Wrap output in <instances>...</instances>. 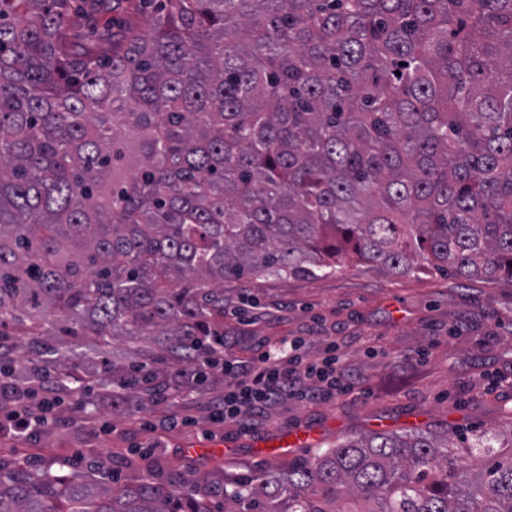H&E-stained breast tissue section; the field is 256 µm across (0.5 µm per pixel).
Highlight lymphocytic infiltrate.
Masks as SVG:
<instances>
[{
  "label": "lymphocytic infiltrate",
  "mask_w": 512,
  "mask_h": 512,
  "mask_svg": "<svg viewBox=\"0 0 512 512\" xmlns=\"http://www.w3.org/2000/svg\"><path fill=\"white\" fill-rule=\"evenodd\" d=\"M301 339H285L278 346L262 351L251 361L243 362L225 354L224 339L212 337V356L201 361L191 373L174 378L168 391L181 396L204 395L201 376L220 374L224 377V393L215 401L214 419L236 421L264 413L276 403L292 398L314 401L332 393L351 392V384L342 380L343 367L334 349H326L317 362L305 361ZM28 392L13 393L8 412L12 429L17 433L37 434L49 425L46 417L58 404L52 386H45L40 403V416L29 413Z\"/></svg>",
  "instance_id": "1"
}]
</instances>
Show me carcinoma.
Masks as SVG:
<instances>
[{
  "label": "carcinoma",
  "instance_id": "carcinoma-1",
  "mask_svg": "<svg viewBox=\"0 0 512 512\" xmlns=\"http://www.w3.org/2000/svg\"><path fill=\"white\" fill-rule=\"evenodd\" d=\"M350 262L512 286V0H0L6 384L71 393L121 338L164 367L99 384L143 408L224 335V283ZM217 497L512 512V423L471 444L374 431L218 486L0 468V512Z\"/></svg>",
  "mask_w": 512,
  "mask_h": 512
}]
</instances>
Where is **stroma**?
Wrapping results in <instances>:
<instances>
[{
    "label": "stroma",
    "instance_id": "1",
    "mask_svg": "<svg viewBox=\"0 0 512 512\" xmlns=\"http://www.w3.org/2000/svg\"><path fill=\"white\" fill-rule=\"evenodd\" d=\"M303 336L305 355L317 359L335 343L354 382L352 393L314 402L291 400L272 407L251 429L211 421L206 398L159 400L147 409L127 407L87 416L62 406L40 435L17 439L0 434V463L36 468L62 465L98 479L101 463L122 482L145 472L135 455L154 459L156 478L186 472L220 482L245 473L273 474L291 455L268 456L263 442L288 430L313 429L315 447L371 431L433 434L454 429L502 428L512 417V390L483 392L479 374L512 375V287L486 280L463 281L436 270L396 277L355 264L316 278L283 277L237 281L224 286V350L245 357L268 340ZM192 417V426H166L167 418ZM223 442L232 456L187 454L183 442Z\"/></svg>",
    "mask_w": 512,
    "mask_h": 512
}]
</instances>
